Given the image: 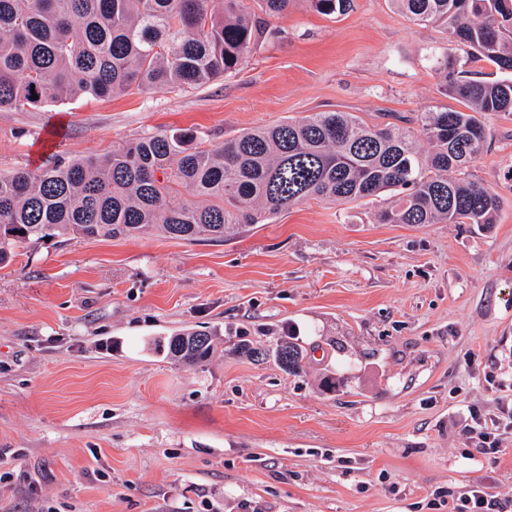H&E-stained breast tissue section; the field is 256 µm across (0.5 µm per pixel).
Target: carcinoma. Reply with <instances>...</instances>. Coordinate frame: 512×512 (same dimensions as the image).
I'll list each match as a JSON object with an SVG mask.
<instances>
[{"label": "carcinoma", "mask_w": 512, "mask_h": 512, "mask_svg": "<svg viewBox=\"0 0 512 512\" xmlns=\"http://www.w3.org/2000/svg\"><path fill=\"white\" fill-rule=\"evenodd\" d=\"M255 2L282 17L296 0ZM306 2L327 16L353 6ZM391 3L415 24L442 26L458 51L434 58L441 85L462 108L423 114L430 151L407 127L369 125L350 112L251 129L221 150L188 131L148 134L104 157L0 175V264L18 245L60 234L224 239L308 200L374 201L387 193L396 201L380 209V224L495 223L497 195L456 172L487 150L483 117L512 113L511 79L481 81L465 70L483 61L512 73V0ZM265 33L243 0H0V110L202 85L235 72ZM184 192L194 201L173 203ZM212 336L176 333L167 355L202 364ZM275 360L294 373L302 351L282 341Z\"/></svg>", "instance_id": "obj_1"}]
</instances>
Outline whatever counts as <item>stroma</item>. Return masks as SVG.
Instances as JSON below:
<instances>
[{"label": "stroma", "instance_id": "obj_1", "mask_svg": "<svg viewBox=\"0 0 512 512\" xmlns=\"http://www.w3.org/2000/svg\"><path fill=\"white\" fill-rule=\"evenodd\" d=\"M444 29L390 0H297L235 73L0 111V174L192 130L217 150L314 112L455 107ZM468 169L495 223L380 224L310 200L224 240L60 235L0 264V512H512V115ZM215 332L188 367L158 346ZM303 351L293 374L237 344ZM336 379L326 391L324 377Z\"/></svg>", "mask_w": 512, "mask_h": 512}]
</instances>
